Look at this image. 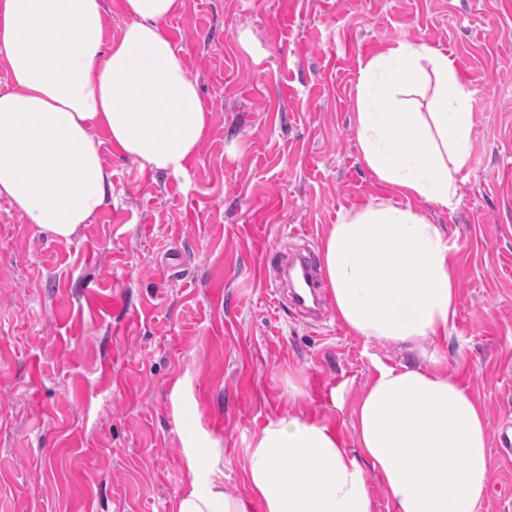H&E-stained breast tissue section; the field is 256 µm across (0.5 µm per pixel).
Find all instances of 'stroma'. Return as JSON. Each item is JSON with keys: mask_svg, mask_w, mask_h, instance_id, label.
Wrapping results in <instances>:
<instances>
[{"mask_svg": "<svg viewBox=\"0 0 512 512\" xmlns=\"http://www.w3.org/2000/svg\"><path fill=\"white\" fill-rule=\"evenodd\" d=\"M164 32L211 110L185 172L103 145L112 195L69 243L0 197V512H172L183 378L231 493L276 416L327 420L356 448V401L407 353L347 334L329 306L296 317L259 266L391 198L361 159L353 97L361 62L400 39L447 51L472 92L456 207L414 206L457 244L448 364L490 434L512 422V0H183ZM482 512H512L495 448Z\"/></svg>", "mask_w": 512, "mask_h": 512, "instance_id": "obj_1", "label": "stroma"}]
</instances>
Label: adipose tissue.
Masks as SVG:
<instances>
[{"instance_id":"1","label":"adipose tissue","mask_w":512,"mask_h":512,"mask_svg":"<svg viewBox=\"0 0 512 512\" xmlns=\"http://www.w3.org/2000/svg\"><path fill=\"white\" fill-rule=\"evenodd\" d=\"M181 0H122L128 21L104 40V0H0V197L52 241H71L104 205L110 144L140 168L181 173L210 109L162 25ZM471 91L435 48L400 41L368 57L354 94L365 167L395 193L348 211L319 251L337 321L398 346L412 362L378 364L353 409L356 449L325 421L270 419L240 463L245 492L224 488L222 443L197 416L186 382L172 401L187 486L173 512H374L375 473L395 512H482L489 434L484 412L448 368L440 342L458 286L440 225L413 206L451 209L468 168Z\"/></svg>"}]
</instances>
